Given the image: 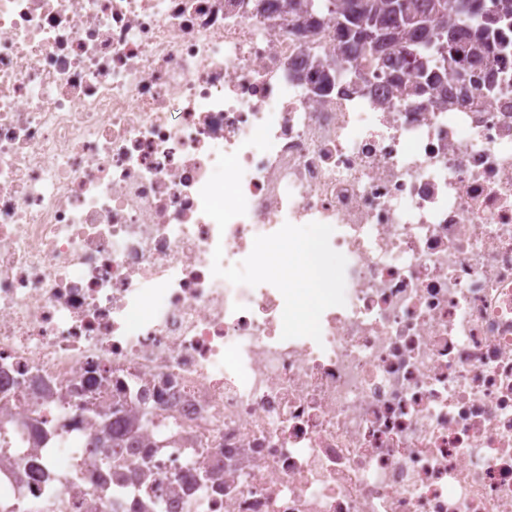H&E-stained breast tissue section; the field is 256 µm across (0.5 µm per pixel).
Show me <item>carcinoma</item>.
<instances>
[{
    "label": "carcinoma",
    "instance_id": "carcinoma-1",
    "mask_svg": "<svg viewBox=\"0 0 512 512\" xmlns=\"http://www.w3.org/2000/svg\"><path fill=\"white\" fill-rule=\"evenodd\" d=\"M316 2L344 31L346 55L338 62L351 60L361 50L395 71L393 88L402 94L443 92L442 70L448 66L444 49L463 34L467 39L459 50L467 65L453 67L455 88L461 93L467 89L458 79L461 74L470 83H492L491 71L478 74L474 68L491 53L490 40L501 24L512 21V0H500L494 13L483 11L482 0H407L406 12L395 8L399 0H287L286 7L290 13L301 9L309 12ZM366 30L382 40L380 54H375L363 39ZM403 74L411 78L408 87L403 86Z\"/></svg>",
    "mask_w": 512,
    "mask_h": 512
}]
</instances>
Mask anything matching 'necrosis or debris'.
I'll return each instance as SVG.
<instances>
[{
  "label": "necrosis or debris",
  "mask_w": 512,
  "mask_h": 512,
  "mask_svg": "<svg viewBox=\"0 0 512 512\" xmlns=\"http://www.w3.org/2000/svg\"><path fill=\"white\" fill-rule=\"evenodd\" d=\"M339 42L0 0V512H512V33L459 103L364 56L319 89ZM144 410L146 476L102 475Z\"/></svg>",
  "instance_id": "obj_1"
}]
</instances>
